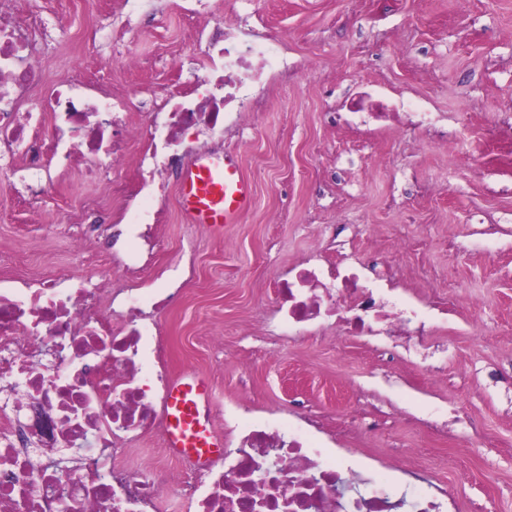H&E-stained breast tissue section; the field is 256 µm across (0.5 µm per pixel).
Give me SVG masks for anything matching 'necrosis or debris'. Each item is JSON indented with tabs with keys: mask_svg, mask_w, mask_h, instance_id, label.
<instances>
[{
	"mask_svg": "<svg viewBox=\"0 0 512 512\" xmlns=\"http://www.w3.org/2000/svg\"><path fill=\"white\" fill-rule=\"evenodd\" d=\"M206 12L205 0L185 9L198 57L191 96H157L142 123L117 112L112 141L105 115L117 111L116 101L72 82L46 83L35 44L40 18L23 23L0 8V156L24 154L39 170L57 158L87 160L92 173H111L106 197L87 199L54 231L78 258H89L96 227L88 218L112 203L127 243L126 254L102 265L96 278L51 271L31 288L0 287V512H157L174 491L195 512H454L444 489L401 491L399 464L381 472L363 460L338 459L318 416L303 411L288 424L235 417L230 448L207 466L131 462L140 434L166 431L160 328L175 300L132 282L116 288L144 272L153 253L162 211L147 188L197 149L189 131L220 139L227 127L252 126L268 108L272 84H288L295 74L282 52L287 34L248 28L235 6L210 27ZM344 107L345 123L366 131L403 115L379 92L350 96ZM46 112L53 126L73 131L68 144L42 136ZM403 116L406 135L444 118ZM278 289L281 326L299 334L326 335L324 321L332 317L339 336L382 331L399 338L420 332L431 312L416 295L403 313L392 312L364 263H303ZM39 412L53 421L49 433L34 423Z\"/></svg>",
	"mask_w": 512,
	"mask_h": 512,
	"instance_id": "4bbe7bcc",
	"label": "necrosis or debris"
}]
</instances>
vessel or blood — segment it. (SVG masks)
Here are the masks:
<instances>
[{
  "instance_id": "obj_1",
  "label": "vessel or blood",
  "mask_w": 512,
  "mask_h": 512,
  "mask_svg": "<svg viewBox=\"0 0 512 512\" xmlns=\"http://www.w3.org/2000/svg\"><path fill=\"white\" fill-rule=\"evenodd\" d=\"M254 194L232 157H196L180 182V208L188 222L216 230L236 223L250 210ZM208 381L193 371L172 381L166 398V435L170 451L207 464L222 453L224 440L211 427Z\"/></svg>"
}]
</instances>
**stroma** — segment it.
<instances>
[{
  "label": "stroma",
  "mask_w": 512,
  "mask_h": 512,
  "mask_svg": "<svg viewBox=\"0 0 512 512\" xmlns=\"http://www.w3.org/2000/svg\"><path fill=\"white\" fill-rule=\"evenodd\" d=\"M179 3L156 0V22L128 34L126 52L143 61L134 71L112 53L118 0L12 7L44 23L47 80L76 67L147 100L192 84ZM244 9L259 32L287 31L298 71L272 90L257 126L197 149L238 156L255 203L237 223L219 232L189 223L178 179L166 181L156 260L181 295L162 319L172 375L205 376L215 410L240 400L265 416L304 402L337 453L401 460L405 483L447 486L457 512H512V141L489 136L512 116V0H248ZM378 81L447 113V125L402 149L397 130L331 123L348 95ZM105 191L77 169L0 172V246L21 254L0 279L86 275L51 227ZM276 212L283 220L270 223ZM404 232L422 233L420 250H391ZM323 239L331 259L378 260L399 282L427 271V301L451 297L453 314L403 338L391 358L380 336L330 347L281 335L278 282ZM262 322L266 335H254ZM216 335L223 350L211 346Z\"/></svg>",
  "instance_id": "35a3bbf8"
}]
</instances>
